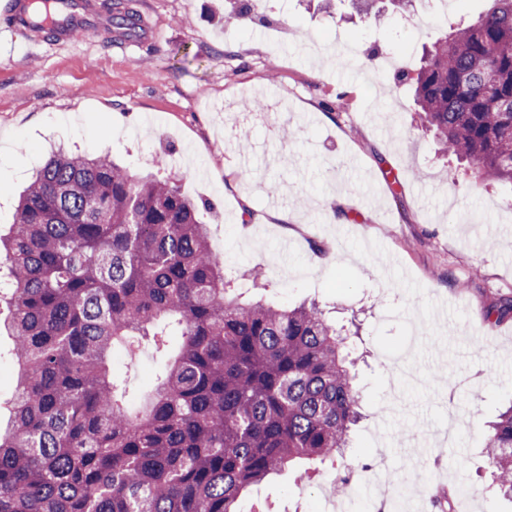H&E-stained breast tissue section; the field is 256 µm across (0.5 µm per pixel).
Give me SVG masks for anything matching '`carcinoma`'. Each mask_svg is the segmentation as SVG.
Listing matches in <instances>:
<instances>
[{"label": "carcinoma", "mask_w": 512, "mask_h": 512, "mask_svg": "<svg viewBox=\"0 0 512 512\" xmlns=\"http://www.w3.org/2000/svg\"><path fill=\"white\" fill-rule=\"evenodd\" d=\"M38 22L50 0H34ZM138 15L117 7L112 24ZM422 126L474 177L512 183V0L449 23L414 80ZM177 181L52 153L0 237V301L23 368L0 426V512H238L241 493L342 457L361 416L341 333L315 302L244 301ZM178 344L148 396L121 346ZM485 448L512 500V406Z\"/></svg>", "instance_id": "carcinoma-1"}]
</instances>
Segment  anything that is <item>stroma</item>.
Segmentation results:
<instances>
[{
	"label": "stroma",
	"mask_w": 512,
	"mask_h": 512,
	"mask_svg": "<svg viewBox=\"0 0 512 512\" xmlns=\"http://www.w3.org/2000/svg\"><path fill=\"white\" fill-rule=\"evenodd\" d=\"M159 31L127 52L110 32L66 46L0 42V232L32 169L56 147L161 170L205 203L213 250L250 296L281 306L315 300L347 337L364 419L346 468L365 476L339 497L371 512L375 471L412 485L461 487L453 512H512L492 485L488 424L512 404V185L484 187L440 158L410 86L369 56L443 35L430 0H269L232 20L235 0H123ZM251 101L279 111L225 132ZM164 361L145 347L114 360L130 396L147 394ZM334 462L298 463L250 487L240 512H320Z\"/></svg>",
	"instance_id": "obj_1"
}]
</instances>
